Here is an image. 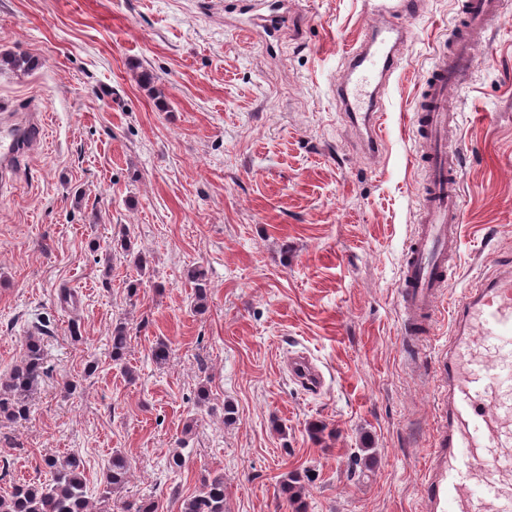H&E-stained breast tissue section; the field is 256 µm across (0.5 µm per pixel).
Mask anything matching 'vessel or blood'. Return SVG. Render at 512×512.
I'll return each mask as SVG.
<instances>
[{"mask_svg": "<svg viewBox=\"0 0 512 512\" xmlns=\"http://www.w3.org/2000/svg\"><path fill=\"white\" fill-rule=\"evenodd\" d=\"M380 18L348 57L332 87L349 110L351 124L364 128L363 145L380 155L382 97L398 68L397 45L404 20L423 10L424 0H370ZM504 0H461L451 51L441 53L413 114L425 150V171L417 226L407 245L396 302L402 334L425 358L435 333L439 302L447 293L448 270L456 260L462 222L460 153L448 140V94L476 66L475 47L503 14ZM42 112H18L0 119V169L35 150L45 139ZM289 366L296 378L316 388L321 376L308 359ZM430 371L445 391L435 442L423 483L425 512H512V266L466 289L455 301L447 354Z\"/></svg>", "mask_w": 512, "mask_h": 512, "instance_id": "obj_1", "label": "vessel or blood"}]
</instances>
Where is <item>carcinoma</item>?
<instances>
[{
	"label": "carcinoma",
	"mask_w": 512,
	"mask_h": 512,
	"mask_svg": "<svg viewBox=\"0 0 512 512\" xmlns=\"http://www.w3.org/2000/svg\"><path fill=\"white\" fill-rule=\"evenodd\" d=\"M189 280L195 286L196 306L205 304L207 294L205 275L199 270L191 272ZM47 323L33 326L24 341V355L20 364L0 378V419L18 421L29 413V398L50 373L46 363L44 340L48 336ZM129 328L123 322L112 329V361L123 363L127 351ZM43 466L50 474L48 482L40 485L18 484L0 495V512H94L95 505L86 491L83 478L84 464L75 455L60 457L46 454ZM130 462L120 452L102 472V500L122 491L128 483ZM123 512H161L162 506L153 498H141L122 503ZM181 512H224V475L203 479L198 493L182 500Z\"/></svg>",
	"instance_id": "obj_1"
}]
</instances>
